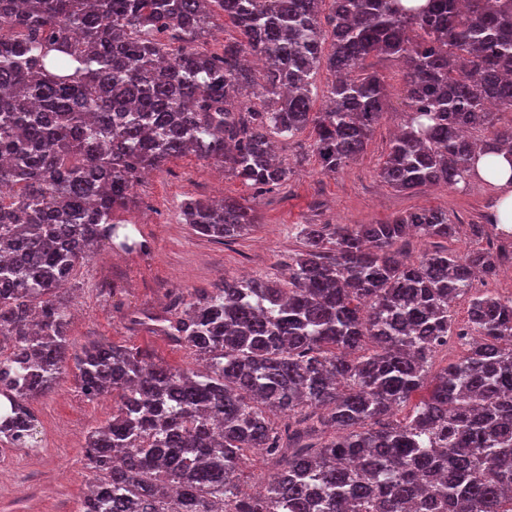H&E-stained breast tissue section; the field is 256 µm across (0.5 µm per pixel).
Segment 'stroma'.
I'll return each mask as SVG.
<instances>
[{"mask_svg":"<svg viewBox=\"0 0 512 512\" xmlns=\"http://www.w3.org/2000/svg\"><path fill=\"white\" fill-rule=\"evenodd\" d=\"M369 63L388 84L386 111L363 155L336 174L320 173L308 150L312 135L305 131L280 140L291 174L270 192H258L229 174L215 182L213 164L193 154L170 159L141 179L115 219L145 247L124 251L107 241L78 266L67 291L76 312L69 329L71 352L103 340L149 350L155 361L172 367L196 368L190 350L155 331L153 317L188 289L211 287L243 268L255 277H283L291 256L302 248L296 235L300 224H374L434 208L459 218L456 250L511 247L512 234L486 223L487 204L495 196L487 184L473 180L464 187L397 192L380 181L378 163L408 107L397 62L379 56ZM222 196L255 208L258 222L243 237L209 240L182 222L185 200ZM29 408L37 419V448L0 463V512H78L93 479L85 464V437L111 418L112 399L89 400L68 374Z\"/></svg>","mask_w":512,"mask_h":512,"instance_id":"1","label":"stroma"}]
</instances>
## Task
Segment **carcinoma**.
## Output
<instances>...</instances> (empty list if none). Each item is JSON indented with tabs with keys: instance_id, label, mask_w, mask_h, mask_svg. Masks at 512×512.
<instances>
[{
	"instance_id": "carcinoma-1",
	"label": "carcinoma",
	"mask_w": 512,
	"mask_h": 512,
	"mask_svg": "<svg viewBox=\"0 0 512 512\" xmlns=\"http://www.w3.org/2000/svg\"><path fill=\"white\" fill-rule=\"evenodd\" d=\"M322 2L0 0V438L36 440L28 403L69 358L88 398L112 393L78 512H512V296H472L478 339L429 375L441 339L461 335L453 303L512 251L451 248L444 210L306 224L288 279L178 297L161 331L202 371L107 341L68 356L60 285L118 236L112 215L143 173L193 152L270 191L289 176L276 138L307 128L321 172H338L384 112L374 55L402 62L409 100L386 186L466 184L476 149L512 145V127L490 131L512 111V0H333L324 18ZM216 17L239 38L201 51ZM183 217L220 241L256 223L227 198L191 199ZM411 231L441 244L404 256ZM258 448L272 473L251 493Z\"/></svg>"
}]
</instances>
